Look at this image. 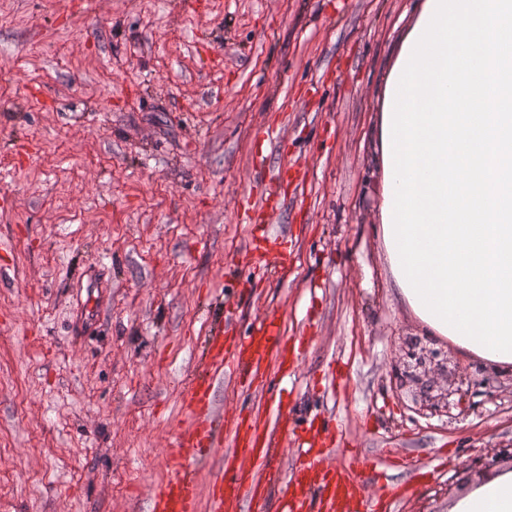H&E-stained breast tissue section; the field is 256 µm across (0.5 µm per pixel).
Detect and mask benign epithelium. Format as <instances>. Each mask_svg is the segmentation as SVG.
<instances>
[{"label": "benign epithelium", "mask_w": 512, "mask_h": 512, "mask_svg": "<svg viewBox=\"0 0 512 512\" xmlns=\"http://www.w3.org/2000/svg\"><path fill=\"white\" fill-rule=\"evenodd\" d=\"M443 373H448V352L415 339L407 344L402 358L392 365L390 377L396 387L411 389L420 410L432 415H450V398L455 394H491L489 378L470 376L459 377L458 384L451 383L439 393L436 389V376ZM505 459L512 462V448L499 449L490 461H474L471 469L480 472Z\"/></svg>", "instance_id": "benign-epithelium-1"}]
</instances>
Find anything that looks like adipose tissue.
<instances>
[{
	"label": "adipose tissue",
	"instance_id": "obj_1",
	"mask_svg": "<svg viewBox=\"0 0 512 512\" xmlns=\"http://www.w3.org/2000/svg\"><path fill=\"white\" fill-rule=\"evenodd\" d=\"M388 283L428 334L512 369V0H420L373 127ZM448 512H512V469Z\"/></svg>",
	"mask_w": 512,
	"mask_h": 512
}]
</instances>
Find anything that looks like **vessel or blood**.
<instances>
[{
    "mask_svg": "<svg viewBox=\"0 0 512 512\" xmlns=\"http://www.w3.org/2000/svg\"><path fill=\"white\" fill-rule=\"evenodd\" d=\"M281 349L275 319L262 320L254 336L233 346L216 337L208 356L212 373L227 372L248 383L263 378L269 358ZM189 425L176 439L171 454L178 468L161 483L152 498L151 512H198L201 496H208L211 512H240L243 502L263 503L274 471L270 435L245 416L225 419L217 411L210 376L197 378L183 401ZM230 444L224 468L208 488H201L196 467L214 448ZM320 449L306 443L295 452V492L284 495L281 512H308L306 489L316 485L321 512H336L341 499L351 491L336 470L317 471Z\"/></svg>",
    "mask_w": 512,
    "mask_h": 512,
    "instance_id": "b4317fda",
    "label": "vessel or blood"
}]
</instances>
